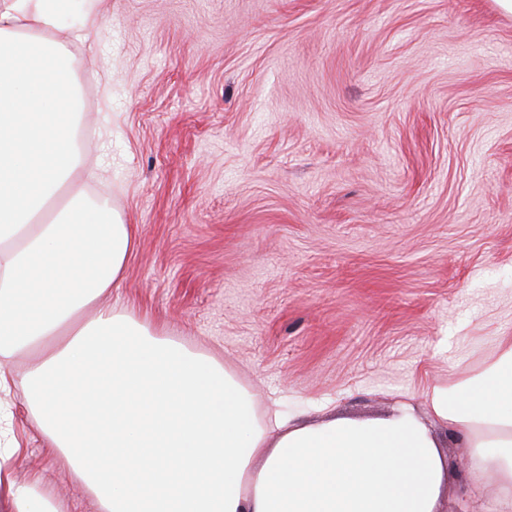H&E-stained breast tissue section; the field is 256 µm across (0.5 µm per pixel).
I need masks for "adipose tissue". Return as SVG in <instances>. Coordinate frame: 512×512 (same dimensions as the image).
Masks as SVG:
<instances>
[{"mask_svg":"<svg viewBox=\"0 0 512 512\" xmlns=\"http://www.w3.org/2000/svg\"><path fill=\"white\" fill-rule=\"evenodd\" d=\"M106 10L87 0L68 21L58 0H0V392L24 390L99 512H438L448 457L410 400L381 418L269 428L215 359L101 306L135 235L71 183L83 154L68 46L96 38ZM62 188L70 204L51 208ZM26 354L16 377L5 363ZM423 394L459 437L470 484L512 512V336ZM19 451L0 413V512H62L40 477L12 478Z\"/></svg>","mask_w":512,"mask_h":512,"instance_id":"adipose-tissue-1","label":"adipose tissue"}]
</instances>
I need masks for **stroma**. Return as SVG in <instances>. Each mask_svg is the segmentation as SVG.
<instances>
[{
    "instance_id": "stroma-1",
    "label": "stroma",
    "mask_w": 512,
    "mask_h": 512,
    "mask_svg": "<svg viewBox=\"0 0 512 512\" xmlns=\"http://www.w3.org/2000/svg\"><path fill=\"white\" fill-rule=\"evenodd\" d=\"M75 182L136 246L108 305L311 422L371 418L512 335V15L494 0H109L71 48ZM10 401L19 481L98 512ZM442 512L465 497L466 458Z\"/></svg>"
}]
</instances>
